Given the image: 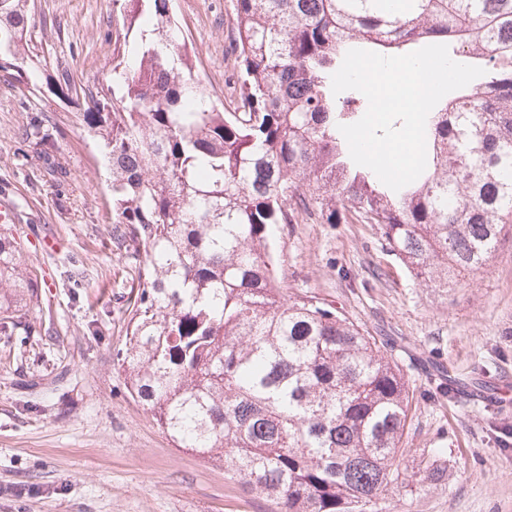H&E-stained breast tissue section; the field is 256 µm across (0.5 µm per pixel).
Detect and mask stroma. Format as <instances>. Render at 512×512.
Segmentation results:
<instances>
[{
	"instance_id": "35a3bbf8",
	"label": "stroma",
	"mask_w": 512,
	"mask_h": 512,
	"mask_svg": "<svg viewBox=\"0 0 512 512\" xmlns=\"http://www.w3.org/2000/svg\"><path fill=\"white\" fill-rule=\"evenodd\" d=\"M30 47L43 67L29 84L0 70V206L38 282L24 325L0 333V512H271L222 464L177 447L135 401L114 360L127 342L138 264L112 239L100 149L56 95L70 75L94 87L120 30L112 0H31ZM185 42L201 44L195 73L228 99L224 47L231 0H173ZM55 140L50 158L26 134ZM275 257L288 295L342 308L391 356L414 393L406 438L409 481L393 486L405 512H512V229L459 283L417 279L376 226L278 224ZM448 372L481 396L443 395ZM446 468L426 479L432 462Z\"/></svg>"
}]
</instances>
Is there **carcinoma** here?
I'll return each mask as SVG.
<instances>
[{"label":"carcinoma","instance_id":"1","mask_svg":"<svg viewBox=\"0 0 512 512\" xmlns=\"http://www.w3.org/2000/svg\"><path fill=\"white\" fill-rule=\"evenodd\" d=\"M30 0L0 8V69L35 72ZM125 29L100 88L57 93L107 159L112 236L142 262L125 350L130 393L180 448L239 477L276 512H400L412 396L374 337L315 295L289 296L273 224H373L413 274L446 288L512 224V0H232L230 104L173 41L171 0H112ZM460 43L485 77L434 108L427 165L395 192L352 164L336 97L351 45ZM36 280L0 237V325Z\"/></svg>","mask_w":512,"mask_h":512}]
</instances>
